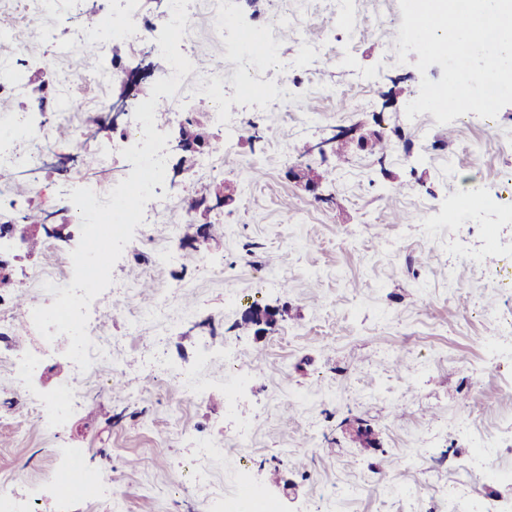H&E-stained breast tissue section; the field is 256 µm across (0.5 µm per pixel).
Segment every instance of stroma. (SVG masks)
I'll return each mask as SVG.
<instances>
[{"label": "stroma", "mask_w": 512, "mask_h": 512, "mask_svg": "<svg viewBox=\"0 0 512 512\" xmlns=\"http://www.w3.org/2000/svg\"><path fill=\"white\" fill-rule=\"evenodd\" d=\"M27 0H0L13 16L5 36L23 54L0 56V71H18L21 89L0 97V128L11 114L28 111L36 97L45 106L35 125L51 126L56 152L77 141L88 115L103 112L120 87L119 77L97 85L95 49L66 53L71 17L120 11L118 0H56L52 10L29 15ZM329 0H309L303 13L282 22L285 0H234L223 31L206 12L195 18L191 44L197 71L221 70L223 82L208 92L237 122L238 134L211 154L212 167L182 168L169 152L165 181L154 186L165 207L151 223L136 227L134 255H122L113 285L101 298L109 313L95 322L108 352L73 387L74 364L67 341L45 349L44 340L14 306L6 316L11 336L42 355L31 387L54 398L74 389L61 425L19 431L0 422V470L21 478L22 490L47 486L58 477L65 452L76 451L86 469L109 474L125 498V512H211L204 491L187 478L194 444L211 440L223 448L213 466L225 495L237 494L235 466L261 486L276 512H394L387 490L412 489L418 512H446L435 485H447L470 463L472 438L491 433L512 415V355L489 356L484 348L500 319L512 318V296L503 294L470 252L489 253L488 240L512 245V224L500 223L477 197H461L448 164L478 175L492 189L512 173V104L493 124L470 116L467 123L437 124L431 113L408 119L406 105L418 95L422 76L439 80V65L420 73L397 61L402 12L399 0L374 9L358 0L350 24L326 34ZM273 33L275 49L244 72L232 36ZM317 52H301L303 41ZM80 99L83 111L61 124L62 98ZM133 115L108 136L82 141L92 154L109 147V182L127 178L133 165L121 155ZM360 125L393 142L386 159L357 151L348 161H329L322 199L288 181L290 166L304 164L303 144L333 129ZM88 172L81 161L60 172L36 166L32 191L0 197V223L28 224L55 214L64 239L45 238L40 250L20 253L13 279L27 305L44 291L31 278L44 268L72 277L70 253L80 225L70 195ZM238 187L235 203L209 214L221 234L200 235L184 226L182 199L212 179ZM400 223H392L391 212ZM171 250L179 260L152 264ZM428 266H421V258ZM171 291L168 316L133 326L148 311L139 285ZM253 303L287 308L288 316L264 335L241 323ZM234 350L251 378L233 410L224 386L236 379L231 365L202 364L201 343ZM165 354L206 383L200 399L185 401L173 384L152 374ZM405 370H395L394 356ZM124 364L123 393L112 391L110 360ZM373 428L378 446L353 437L357 422Z\"/></svg>", "instance_id": "1"}]
</instances>
